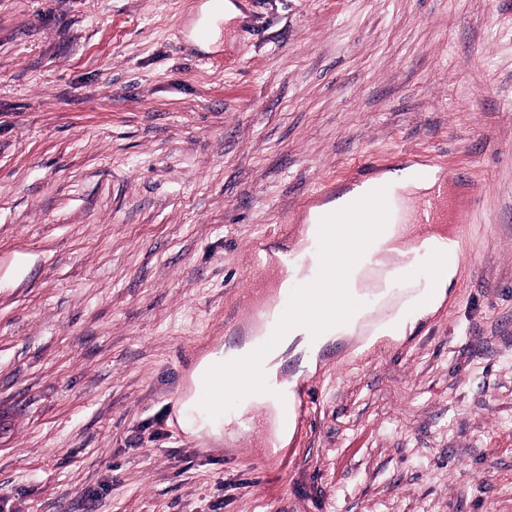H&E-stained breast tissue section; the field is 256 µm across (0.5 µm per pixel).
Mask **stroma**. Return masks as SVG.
<instances>
[{
  "instance_id": "35a3bbf8",
  "label": "stroma",
  "mask_w": 512,
  "mask_h": 512,
  "mask_svg": "<svg viewBox=\"0 0 512 512\" xmlns=\"http://www.w3.org/2000/svg\"><path fill=\"white\" fill-rule=\"evenodd\" d=\"M0 0V512H512V0ZM408 150L464 168L443 306L308 419L174 422L250 244ZM239 7L225 0V2H209L202 17L201 23H206L211 31L209 40H216L221 34V24L240 17ZM266 409V420L270 424L272 436L276 444H288V438L293 430V425L289 419L288 409L280 402L265 403L258 401Z\"/></svg>"
}]
</instances>
